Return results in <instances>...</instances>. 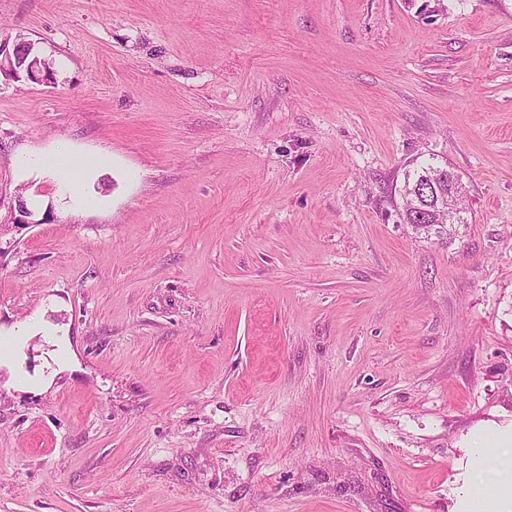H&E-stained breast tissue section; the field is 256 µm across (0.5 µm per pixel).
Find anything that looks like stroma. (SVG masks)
Masks as SVG:
<instances>
[{
    "label": "stroma",
    "mask_w": 512,
    "mask_h": 512,
    "mask_svg": "<svg viewBox=\"0 0 512 512\" xmlns=\"http://www.w3.org/2000/svg\"><path fill=\"white\" fill-rule=\"evenodd\" d=\"M0 40L54 71L0 77V512H479L512 0H0ZM59 147L112 157L82 208L19 175ZM432 157L449 239L403 219ZM453 176L455 178L458 175L448 169V166L438 164L434 158H431L427 162L416 164L413 169L407 171L402 195L404 198L420 192L422 195H426L428 187H432L434 181L444 184L450 192L453 188Z\"/></svg>",
    "instance_id": "35a3bbf8"
}]
</instances>
